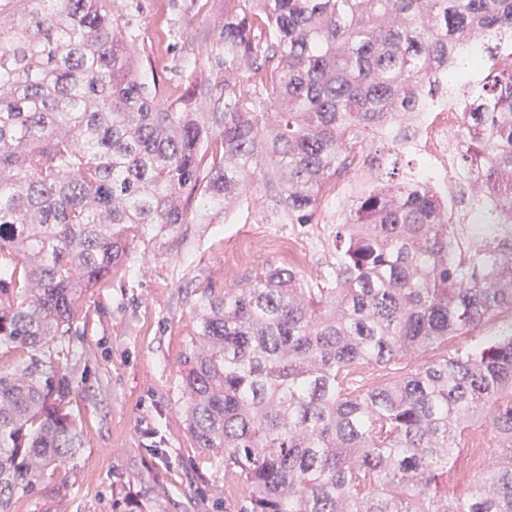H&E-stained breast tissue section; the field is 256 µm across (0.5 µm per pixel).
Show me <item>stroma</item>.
<instances>
[{
    "label": "stroma",
    "instance_id": "obj_1",
    "mask_svg": "<svg viewBox=\"0 0 512 512\" xmlns=\"http://www.w3.org/2000/svg\"><path fill=\"white\" fill-rule=\"evenodd\" d=\"M140 65L161 77L172 107L220 112L213 82L224 62V0H123ZM456 128L445 117L423 125L401 150L396 173L432 166L451 190ZM385 170L359 165L338 177L313 223L278 224L273 192L254 188L219 224H186L182 248L141 246L133 275L114 278L80 301L71 407L83 449L48 476L16 512H239L224 484L221 450L194 447L184 428L181 354L202 288H244L268 266L293 267L309 287L336 266V224L361 182Z\"/></svg>",
    "mask_w": 512,
    "mask_h": 512
}]
</instances>
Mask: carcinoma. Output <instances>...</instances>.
<instances>
[{"label": "carcinoma", "mask_w": 512, "mask_h": 512, "mask_svg": "<svg viewBox=\"0 0 512 512\" xmlns=\"http://www.w3.org/2000/svg\"><path fill=\"white\" fill-rule=\"evenodd\" d=\"M0 5V512L83 441L78 302L177 248L255 178L311 224L366 143L457 128L455 194L368 187L336 271L206 287L182 355L186 431L240 512H512V0H224V111L172 112L117 0ZM247 76L250 89L243 88ZM382 380L366 386L361 370ZM488 461L448 489L474 442Z\"/></svg>", "instance_id": "obj_1"}]
</instances>
